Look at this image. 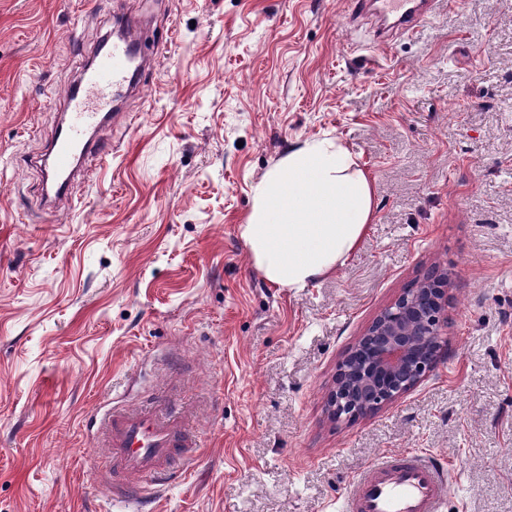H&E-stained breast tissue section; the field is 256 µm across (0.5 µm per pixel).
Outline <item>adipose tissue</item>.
Listing matches in <instances>:
<instances>
[{"mask_svg":"<svg viewBox=\"0 0 512 512\" xmlns=\"http://www.w3.org/2000/svg\"><path fill=\"white\" fill-rule=\"evenodd\" d=\"M373 218V183L353 154L338 140L310 139L254 184L238 231L267 281L302 289L343 265Z\"/></svg>","mask_w":512,"mask_h":512,"instance_id":"ef3b65f1","label":"adipose tissue"}]
</instances>
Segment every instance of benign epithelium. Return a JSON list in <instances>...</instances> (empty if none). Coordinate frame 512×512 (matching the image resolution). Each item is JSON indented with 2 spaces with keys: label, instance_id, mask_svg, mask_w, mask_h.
<instances>
[{
  "label": "benign epithelium",
  "instance_id": "1",
  "mask_svg": "<svg viewBox=\"0 0 512 512\" xmlns=\"http://www.w3.org/2000/svg\"><path fill=\"white\" fill-rule=\"evenodd\" d=\"M453 274L430 268L415 293L404 290L367 326L338 363L327 398L331 419L355 420L416 387L439 360Z\"/></svg>",
  "mask_w": 512,
  "mask_h": 512
}]
</instances>
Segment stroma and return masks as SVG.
I'll return each mask as SVG.
<instances>
[{"label":"stroma","mask_w":512,"mask_h":512,"mask_svg":"<svg viewBox=\"0 0 512 512\" xmlns=\"http://www.w3.org/2000/svg\"><path fill=\"white\" fill-rule=\"evenodd\" d=\"M346 0H0V512H137L86 415L156 397L200 441L153 512H336L390 452L430 453L444 512H512V0H443L375 45ZM155 39L103 133L112 157L47 201L56 96L111 26ZM340 139L374 182L347 262L278 288L239 236L251 188ZM446 352L413 390L331 422L336 366L432 265Z\"/></svg>","instance_id":"35a3bbf8"}]
</instances>
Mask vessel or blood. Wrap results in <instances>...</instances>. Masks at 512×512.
<instances>
[{
  "label": "vessel or blood",
  "instance_id": "1",
  "mask_svg": "<svg viewBox=\"0 0 512 512\" xmlns=\"http://www.w3.org/2000/svg\"><path fill=\"white\" fill-rule=\"evenodd\" d=\"M439 0H350L348 19L355 22L378 9L391 27L414 31L434 13ZM145 60L139 42L106 39L93 62L84 64L67 88L63 104L70 114L52 138L44 173L60 197L71 195L84 177L85 155L108 157L92 131L105 125V110L138 87ZM96 444L110 460L97 473L113 496L126 499L142 484L165 485L184 475L197 457V440L184 419L157 410L153 403L114 407L100 416ZM448 471L433 456L419 452L392 453L364 470L351 484L342 512H441L448 499Z\"/></svg>",
  "mask_w": 512,
  "mask_h": 512
}]
</instances>
